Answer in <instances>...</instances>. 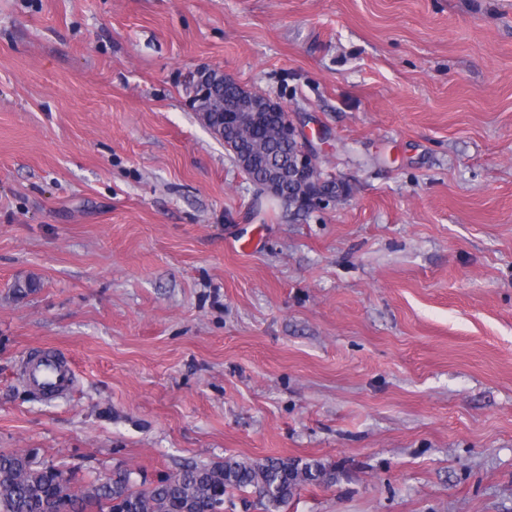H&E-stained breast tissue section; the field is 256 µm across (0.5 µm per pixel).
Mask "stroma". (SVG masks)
Masks as SVG:
<instances>
[{
	"label": "stroma",
	"mask_w": 512,
	"mask_h": 512,
	"mask_svg": "<svg viewBox=\"0 0 512 512\" xmlns=\"http://www.w3.org/2000/svg\"><path fill=\"white\" fill-rule=\"evenodd\" d=\"M201 67L326 131L349 195L270 203ZM42 352L70 390L21 378ZM0 449L82 484L335 474L281 512H512V0H0ZM210 68L196 69L191 72L186 80V91L188 93L189 102L195 112L207 123L206 114L198 108V103L208 94L210 88L207 83V72L216 71L219 74L231 78L229 75L224 74L223 71L209 70Z\"/></svg>",
	"instance_id": "35a3bbf8"
}]
</instances>
